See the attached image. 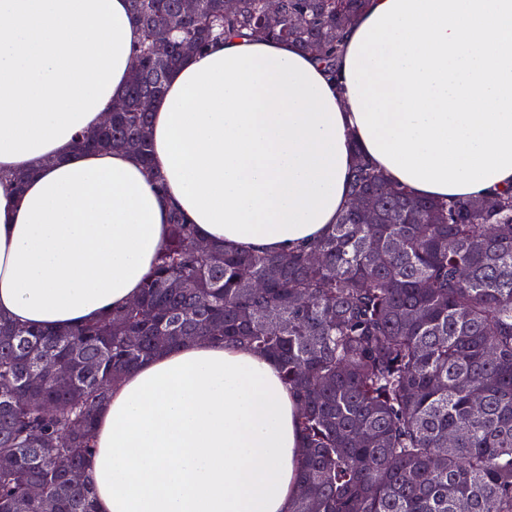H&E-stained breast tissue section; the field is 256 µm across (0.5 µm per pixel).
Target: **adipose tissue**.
<instances>
[{
	"mask_svg": "<svg viewBox=\"0 0 512 512\" xmlns=\"http://www.w3.org/2000/svg\"><path fill=\"white\" fill-rule=\"evenodd\" d=\"M139 39L128 0H0V317L74 327L128 305L174 207L199 239L258 252L317 240L348 207L369 148L347 68L289 43L224 39L175 68L151 167L78 148L123 97ZM297 414L277 361L248 347L152 355L98 414L96 512H292Z\"/></svg>",
	"mask_w": 512,
	"mask_h": 512,
	"instance_id": "adipose-tissue-1",
	"label": "adipose tissue"
}]
</instances>
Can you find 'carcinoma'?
<instances>
[{
    "instance_id": "cac0c4a2",
    "label": "carcinoma",
    "mask_w": 512,
    "mask_h": 512,
    "mask_svg": "<svg viewBox=\"0 0 512 512\" xmlns=\"http://www.w3.org/2000/svg\"><path fill=\"white\" fill-rule=\"evenodd\" d=\"M142 39L112 129L82 135L150 165L154 104L180 46L220 36L291 42L336 71L369 0H130ZM346 209L322 240L285 253L199 242L177 210L137 304L75 328L0 320V512H94L84 472L112 383L150 355L224 340L274 357L299 405L293 512H512V189L413 197L358 156ZM219 326L222 332L211 333ZM130 336L140 337L137 345ZM72 372L66 387L55 371Z\"/></svg>"
}]
</instances>
